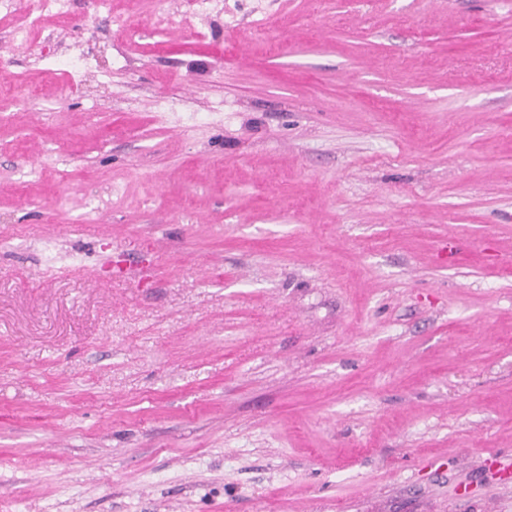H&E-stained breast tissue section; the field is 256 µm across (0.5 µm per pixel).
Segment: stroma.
Wrapping results in <instances>:
<instances>
[{"instance_id":"35a3bbf8","label":"stroma","mask_w":512,"mask_h":512,"mask_svg":"<svg viewBox=\"0 0 512 512\" xmlns=\"http://www.w3.org/2000/svg\"><path fill=\"white\" fill-rule=\"evenodd\" d=\"M67 3L0 6V512H512V0Z\"/></svg>"}]
</instances>
